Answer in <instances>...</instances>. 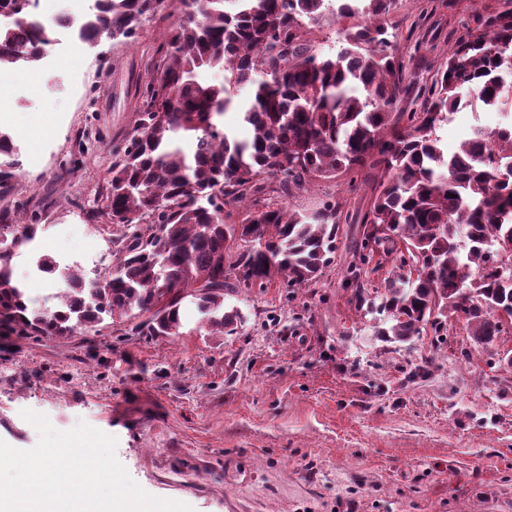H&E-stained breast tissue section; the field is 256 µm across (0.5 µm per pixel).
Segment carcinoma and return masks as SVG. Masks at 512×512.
Instances as JSON below:
<instances>
[{
	"label": "carcinoma",
	"mask_w": 512,
	"mask_h": 512,
	"mask_svg": "<svg viewBox=\"0 0 512 512\" xmlns=\"http://www.w3.org/2000/svg\"><path fill=\"white\" fill-rule=\"evenodd\" d=\"M160 0H93L80 40L133 44L142 23L165 21ZM176 0L179 18L156 50L159 64L141 96L137 124L112 163L107 215L130 230L109 277L64 271L39 258L42 272L65 283L52 309L32 306L14 278L16 251L36 224L0 214V333L68 337L105 318L135 321L149 336H178L190 300L209 335L232 332L241 312L226 300L241 289L281 279L290 288L316 281L331 262L336 206L312 214L263 204L358 169L380 173L363 223L360 263L379 249L399 270L384 288L354 275L359 312L380 315L375 335L406 343L429 330L445 343L448 318L466 322L486 348L512 315V0H490L474 27L448 52L419 112H396L406 88L404 61L388 31L392 0ZM31 0H0V73L42 60L55 26L30 17ZM358 15L334 54L313 53L309 26ZM224 71V81L206 78ZM251 89L242 119L252 138L239 141L222 118L236 92ZM500 110L495 129L478 127L455 149L437 130L462 107ZM19 153L0 131V183L14 178ZM252 204L240 224L224 206ZM150 225L149 232L141 223Z\"/></svg>",
	"instance_id": "1"
}]
</instances>
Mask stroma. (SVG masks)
<instances>
[{
	"label": "stroma",
	"instance_id": "1",
	"mask_svg": "<svg viewBox=\"0 0 512 512\" xmlns=\"http://www.w3.org/2000/svg\"><path fill=\"white\" fill-rule=\"evenodd\" d=\"M481 0H396L387 23L406 65L403 112L420 109L449 50ZM169 25L142 26L136 43L72 52L66 39L27 71L0 76V130L20 171L0 187V211L38 225L12 265L34 304L46 284L34 258L98 254L83 271L111 273L127 232L106 216L115 152L138 119L139 95ZM501 114L480 105L438 134L455 147ZM378 174L318 180L267 200L299 212L335 204L336 249L304 288L274 280L239 292L244 314L209 336L193 306L177 336H146L105 321L67 338L0 336V440L29 449L46 415L59 431L78 422L115 436L116 455L148 493L194 512H512V325L491 350L471 345L464 320L454 346L429 336L399 344L374 336L347 278ZM426 375L408 379L417 365Z\"/></svg>",
	"mask_w": 512,
	"mask_h": 512
}]
</instances>
